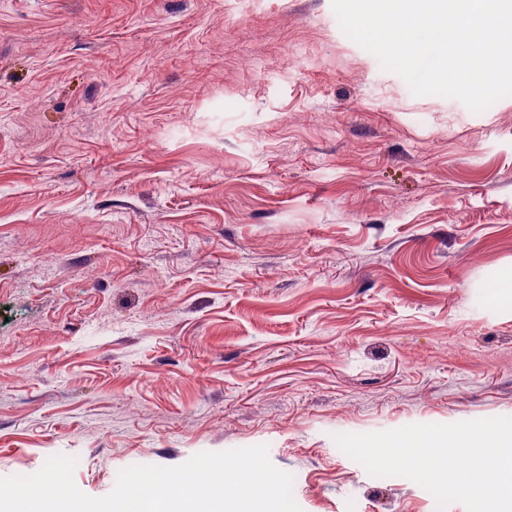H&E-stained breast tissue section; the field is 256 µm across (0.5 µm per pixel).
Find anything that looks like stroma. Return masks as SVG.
<instances>
[{"label":"stroma","instance_id":"1","mask_svg":"<svg viewBox=\"0 0 512 512\" xmlns=\"http://www.w3.org/2000/svg\"><path fill=\"white\" fill-rule=\"evenodd\" d=\"M495 416L512 96L413 95L331 0H0V477L265 444L302 512H466L333 436Z\"/></svg>","mask_w":512,"mask_h":512}]
</instances>
